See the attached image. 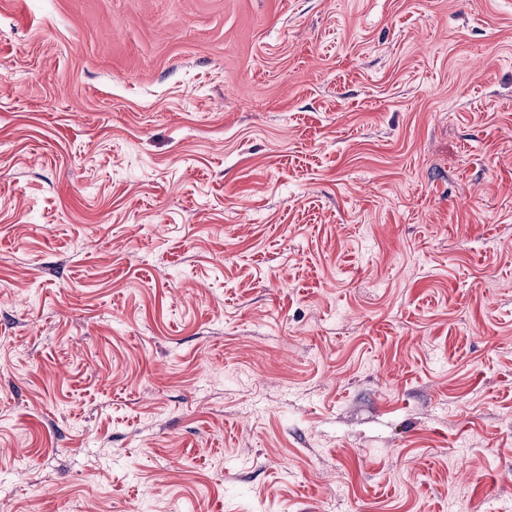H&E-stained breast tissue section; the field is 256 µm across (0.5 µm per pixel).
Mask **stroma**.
Listing matches in <instances>:
<instances>
[{
	"label": "stroma",
	"instance_id": "35a3bbf8",
	"mask_svg": "<svg viewBox=\"0 0 512 512\" xmlns=\"http://www.w3.org/2000/svg\"><path fill=\"white\" fill-rule=\"evenodd\" d=\"M0 512H512V0H0Z\"/></svg>",
	"mask_w": 512,
	"mask_h": 512
}]
</instances>
